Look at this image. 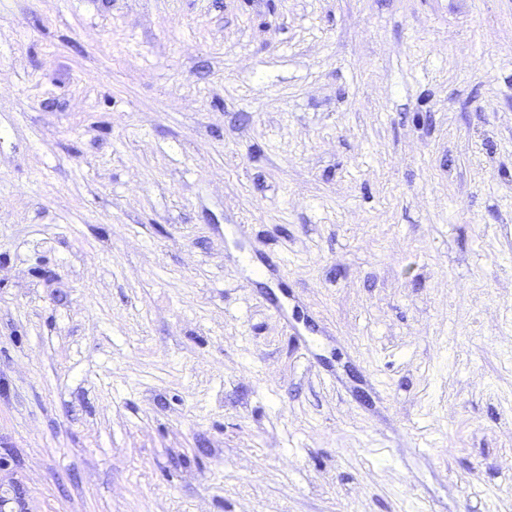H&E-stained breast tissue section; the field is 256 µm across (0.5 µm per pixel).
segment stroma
<instances>
[{"instance_id": "1", "label": "stroma", "mask_w": 512, "mask_h": 512, "mask_svg": "<svg viewBox=\"0 0 512 512\" xmlns=\"http://www.w3.org/2000/svg\"><path fill=\"white\" fill-rule=\"evenodd\" d=\"M0 512H512V0H0Z\"/></svg>"}]
</instances>
